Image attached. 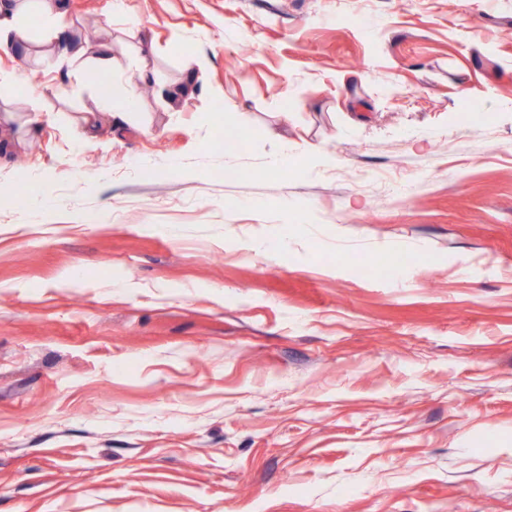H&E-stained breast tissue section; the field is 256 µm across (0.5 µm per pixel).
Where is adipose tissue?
<instances>
[{
    "label": "adipose tissue",
    "instance_id": "obj_1",
    "mask_svg": "<svg viewBox=\"0 0 512 512\" xmlns=\"http://www.w3.org/2000/svg\"><path fill=\"white\" fill-rule=\"evenodd\" d=\"M66 0H0V48L14 47L26 60L53 69L62 63H76L84 73L102 76V108L107 113L129 114L138 102L132 84L119 80L114 66V45L109 41L75 40L65 22ZM36 19L42 31L40 41L28 35V19Z\"/></svg>",
    "mask_w": 512,
    "mask_h": 512
}]
</instances>
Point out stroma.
<instances>
[{"label": "stroma", "instance_id": "35a3bbf8", "mask_svg": "<svg viewBox=\"0 0 512 512\" xmlns=\"http://www.w3.org/2000/svg\"><path fill=\"white\" fill-rule=\"evenodd\" d=\"M126 2L82 153L0 50V512H512V0Z\"/></svg>", "mask_w": 512, "mask_h": 512}]
</instances>
